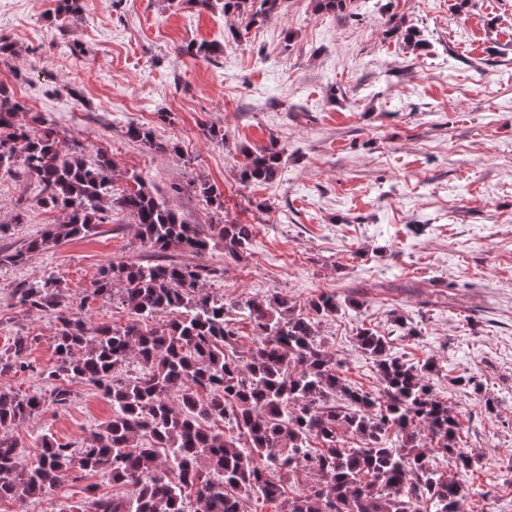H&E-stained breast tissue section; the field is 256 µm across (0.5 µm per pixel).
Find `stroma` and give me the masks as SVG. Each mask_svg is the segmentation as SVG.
<instances>
[{"mask_svg":"<svg viewBox=\"0 0 512 512\" xmlns=\"http://www.w3.org/2000/svg\"><path fill=\"white\" fill-rule=\"evenodd\" d=\"M55 7L0 0V42L13 47L0 56V86L26 104L17 122L55 120L85 156L105 151L117 175L140 174L186 223L250 224L255 235L237 261L220 248L160 253L116 211L87 237L0 263V356L24 336L38 370L56 363L59 324L17 302L23 283L60 278L67 312L132 323L126 307L92 294L112 262H198L215 271L205 291L228 303L280 293L302 308L333 293L344 307L319 330L347 380L382 387L355 342L363 325L410 363L435 359V388L475 453L469 480L489 492L463 512H512V0H354L348 15L284 0L253 24L192 0H98L68 19ZM394 19L423 45L392 32ZM190 42L217 51L191 57L181 51ZM131 124L172 151L129 140ZM213 127L222 138L209 137ZM272 141L287 149L276 181L243 183L246 154ZM202 180L223 191V209L198 195ZM38 193L0 175L1 252L61 222ZM402 317L416 335H402ZM459 375L480 379L481 392L450 385ZM73 390L66 409L9 428L23 461L44 436L81 447L111 419L93 385ZM91 483L119 492L74 471L61 491L0 512H70Z\"/></svg>","mask_w":512,"mask_h":512,"instance_id":"1","label":"stroma"}]
</instances>
